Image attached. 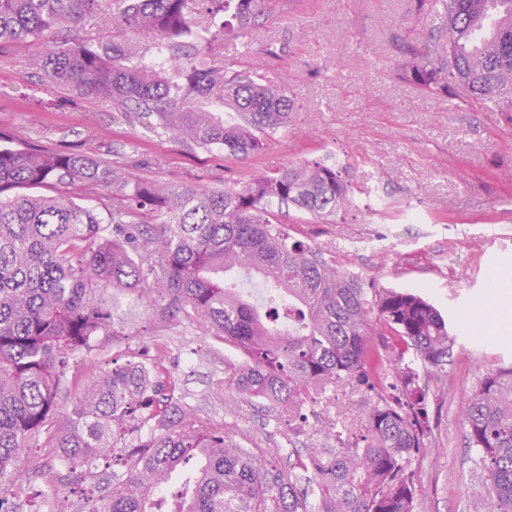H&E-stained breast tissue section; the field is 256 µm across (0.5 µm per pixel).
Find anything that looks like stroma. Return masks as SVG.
Masks as SVG:
<instances>
[{
	"label": "stroma",
	"instance_id": "obj_1",
	"mask_svg": "<svg viewBox=\"0 0 512 512\" xmlns=\"http://www.w3.org/2000/svg\"><path fill=\"white\" fill-rule=\"evenodd\" d=\"M443 28L442 16L420 0H271L268 16L210 52L217 63L287 88L294 101L286 131L252 160L144 134L110 102L55 84L32 65L49 47L44 39L0 49V131L20 145L88 151L175 188L220 189L304 159L342 167L355 208L318 222L286 207L279 218L365 287L419 294L447 318L456 343L446 372H419L434 451L414 461L421 486L414 512H486L463 413L483 374L512 365V334L476 331L469 320L493 311L488 287L512 271V112L486 110L461 85L444 95L402 78L424 44L445 45ZM155 300L108 301L114 332L100 338L80 373L160 345L174 399L224 424L233 441L284 453L328 445L323 428L331 423L350 437L363 429L373 397L352 384L317 394L304 429L280 412L266 418L224 388L236 352L201 322L157 323ZM50 465L45 448L18 459L25 489L14 498L17 512H86L75 476L50 475Z\"/></svg>",
	"mask_w": 512,
	"mask_h": 512
}]
</instances>
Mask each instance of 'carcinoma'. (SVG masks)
<instances>
[{
  "instance_id": "cac0c4a2",
  "label": "carcinoma",
  "mask_w": 512,
  "mask_h": 512,
  "mask_svg": "<svg viewBox=\"0 0 512 512\" xmlns=\"http://www.w3.org/2000/svg\"><path fill=\"white\" fill-rule=\"evenodd\" d=\"M102 0H0V46L77 28ZM444 12L448 50L429 45L403 77L435 93L461 84L471 99L512 112V0H429ZM112 40L52 42L33 65L57 84L112 103L149 133L248 159L288 126L284 88L255 72H228L204 49L240 36L269 0H109ZM198 9L221 25L193 35ZM490 40L475 37L485 18ZM151 32L146 47L128 35ZM220 103L233 120L210 109ZM80 184L79 203L69 188ZM53 186V196L18 190ZM100 187L110 189L101 198ZM339 168L320 161L262 170L222 191L172 188L140 179L89 153L14 146L0 133V495L36 439L56 465L83 479L122 445V469L88 512H413V461L427 449L420 422L425 390L406 356L444 372L454 337L421 296L368 291L294 239L276 212L293 205L317 220L352 206ZM151 214L156 226L144 224ZM257 275L288 295L262 312L234 278ZM154 292L161 323L202 321L238 354L225 388L262 408L303 414L321 386L356 383L377 401L364 432L336 429L335 448H293L288 468L272 448L226 439L169 394L158 363L135 358L90 377L63 422L59 395L67 368L96 349L111 314L103 294ZM391 339L379 351L372 331ZM468 447L488 482L489 512H512V367L483 375L465 407Z\"/></svg>"
}]
</instances>
